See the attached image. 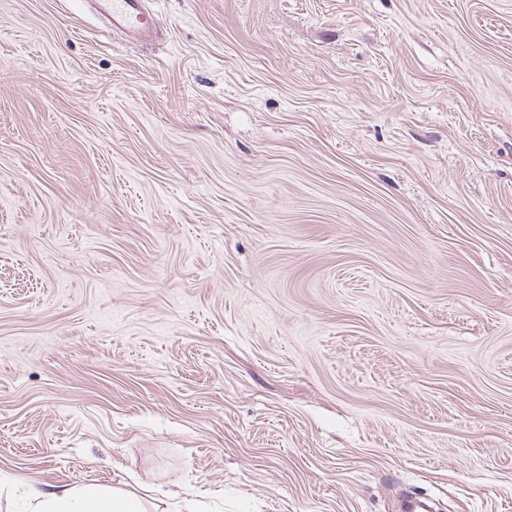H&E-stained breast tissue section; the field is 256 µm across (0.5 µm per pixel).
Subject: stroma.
I'll list each match as a JSON object with an SVG mask.
<instances>
[{"label":"stroma","instance_id":"35a3bbf8","mask_svg":"<svg viewBox=\"0 0 512 512\" xmlns=\"http://www.w3.org/2000/svg\"><path fill=\"white\" fill-rule=\"evenodd\" d=\"M0 0V512H512V0ZM98 13L112 27L120 30L129 44L149 42L154 37L155 17L145 8L144 0H91ZM31 512H148L134 496L112 493L97 486L77 490L32 491Z\"/></svg>","mask_w":512,"mask_h":512}]
</instances>
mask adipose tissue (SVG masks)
<instances>
[{"label":"adipose tissue","mask_w":512,"mask_h":512,"mask_svg":"<svg viewBox=\"0 0 512 512\" xmlns=\"http://www.w3.org/2000/svg\"><path fill=\"white\" fill-rule=\"evenodd\" d=\"M34 512H147L132 495L109 492L97 486L77 490H33Z\"/></svg>","instance_id":"1"}]
</instances>
